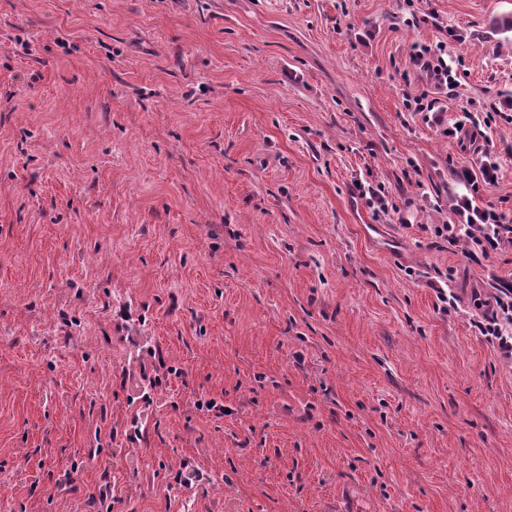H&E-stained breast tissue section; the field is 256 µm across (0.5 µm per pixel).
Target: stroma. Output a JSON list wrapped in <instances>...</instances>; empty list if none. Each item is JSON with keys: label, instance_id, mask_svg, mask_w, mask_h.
<instances>
[{"label": "stroma", "instance_id": "1", "mask_svg": "<svg viewBox=\"0 0 512 512\" xmlns=\"http://www.w3.org/2000/svg\"><path fill=\"white\" fill-rule=\"evenodd\" d=\"M510 13L0 0V512H512V360L472 325L512 247L428 232L475 156L445 128L512 115ZM446 45H417L412 55L411 63L434 81L437 89L446 90L448 95L454 91L457 84L456 70L451 64H448V52ZM446 55V58L444 57ZM404 104L413 114L420 115L424 122H430L431 118L436 119L437 111L440 108V98L431 97L428 92L419 96L407 98ZM504 112H499L496 108H491L488 112H463L462 115L453 123L452 126L444 130L445 135L453 136L456 133L462 131L464 128H471L473 132L480 134L487 140L486 133L481 128H491L492 123L495 122V116L503 118ZM457 124H461V128L457 127Z\"/></svg>", "mask_w": 512, "mask_h": 512}]
</instances>
